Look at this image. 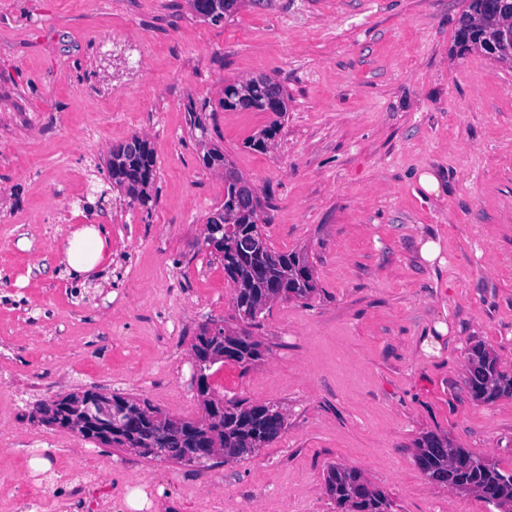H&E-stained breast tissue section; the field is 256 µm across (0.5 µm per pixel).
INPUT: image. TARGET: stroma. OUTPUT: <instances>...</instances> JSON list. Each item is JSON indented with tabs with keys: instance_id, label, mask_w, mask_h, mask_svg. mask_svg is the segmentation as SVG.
<instances>
[{
	"instance_id": "obj_1",
	"label": "stroma",
	"mask_w": 512,
	"mask_h": 512,
	"mask_svg": "<svg viewBox=\"0 0 512 512\" xmlns=\"http://www.w3.org/2000/svg\"><path fill=\"white\" fill-rule=\"evenodd\" d=\"M468 3L239 0L214 25L192 0H0V512H93L69 498L90 457L105 501L160 483L152 512H336L331 463L394 512H490L414 459L433 432L512 467V399L477 402L465 383L476 345L512 372V69L460 49ZM259 75L288 96L264 151L248 141L272 113L220 105L226 84ZM135 135L156 158L145 208L106 166ZM213 147L254 185L274 247L314 268L310 299L274 302L252 327L261 360L209 376L217 397L282 406L284 434L186 466L42 425L37 403L78 389L201 419L191 346L206 320L238 325L204 242L224 202ZM89 224L111 261L68 275L66 241ZM422 239L440 262L421 259ZM53 452L64 478L40 506L17 500L11 485Z\"/></svg>"
}]
</instances>
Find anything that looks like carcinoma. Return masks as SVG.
I'll list each match as a JSON object with an SVG mask.
<instances>
[{"instance_id": "1", "label": "carcinoma", "mask_w": 512, "mask_h": 512, "mask_svg": "<svg viewBox=\"0 0 512 512\" xmlns=\"http://www.w3.org/2000/svg\"><path fill=\"white\" fill-rule=\"evenodd\" d=\"M228 0H195L196 11L206 20H224ZM484 28L468 9L460 19L457 40L466 50L484 44ZM278 109L268 127L249 141L257 150H264L283 126L288 112V97L277 88ZM270 92L267 86L253 83L248 92L240 84L224 87L221 105L226 110L267 111ZM112 183L142 206L151 201L146 188L156 174L152 149L135 135L112 148L107 162ZM205 243L224 262V273L236 286L235 311L238 318L252 326L266 306L274 300H307L316 291L314 268L308 258L296 251L280 252L273 247L258 213L240 204L235 183L224 186V204L206 219ZM193 353L202 365L203 377L213 363L211 354L243 367L262 357L261 344L243 328L233 332L214 320L199 328L192 344ZM466 384L473 399L485 403L512 398V373L500 369L496 358L485 348L474 347L467 356ZM154 407L148 400L121 392L112 393V423H103L89 431V438L114 448H137L145 459H166L171 462L197 465L189 456L195 448L218 446L224 449L227 461L244 459L267 447L285 432L287 421L275 404L248 405L234 398L224 400L219 409L221 418L208 429L190 425L189 421L171 418L180 429L159 436L156 423L139 414V409ZM418 468L433 484L459 492H475L498 512H512V469L497 462L470 454L450 444L448 438L426 433L416 441ZM325 492L340 512H393L387 492L373 486L356 470L330 464L324 476Z\"/></svg>"}]
</instances>
